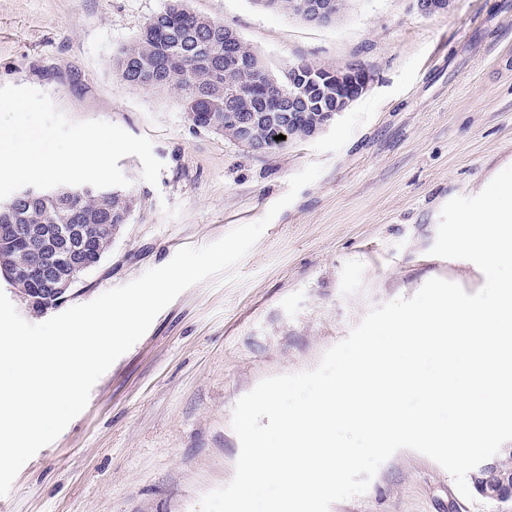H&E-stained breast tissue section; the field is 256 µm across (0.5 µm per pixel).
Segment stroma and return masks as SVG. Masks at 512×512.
I'll use <instances>...</instances> for the list:
<instances>
[{
	"label": "stroma",
	"mask_w": 512,
	"mask_h": 512,
	"mask_svg": "<svg viewBox=\"0 0 512 512\" xmlns=\"http://www.w3.org/2000/svg\"><path fill=\"white\" fill-rule=\"evenodd\" d=\"M168 2L0 0V86L36 88L71 120L148 137L163 164L153 185L138 157L119 160L132 212L69 305L261 219L308 164L323 172L277 214L235 281L194 285L156 316L22 467L0 512H197L234 476L233 408L261 380L315 368L370 308L429 279L470 294L485 282L472 262L430 249L442 207L512 166V0H453L430 17L413 0H351L332 26L252 0H187L274 74L297 61L354 62L372 77L318 135L262 152L193 128L176 91L113 73L112 55ZM330 512H512V502L466 499L436 462L402 449L366 493Z\"/></svg>",
	"instance_id": "1"
}]
</instances>
